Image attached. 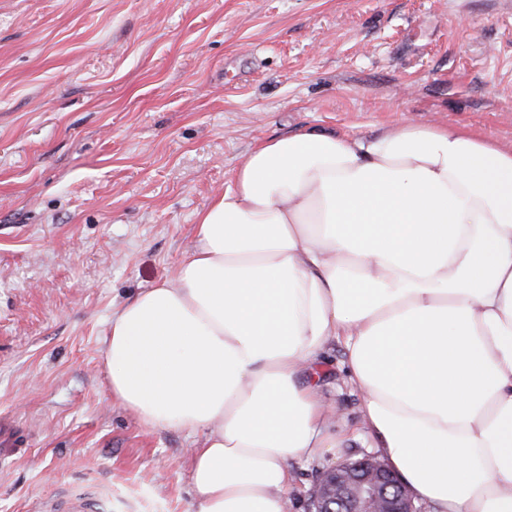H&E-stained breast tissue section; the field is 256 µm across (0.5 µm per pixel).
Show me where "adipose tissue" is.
Segmentation results:
<instances>
[{"instance_id":"ef3b65f1","label":"adipose tissue","mask_w":512,"mask_h":512,"mask_svg":"<svg viewBox=\"0 0 512 512\" xmlns=\"http://www.w3.org/2000/svg\"><path fill=\"white\" fill-rule=\"evenodd\" d=\"M334 341L414 502L512 512V146L409 122L268 140L103 359L141 423L203 435L197 512H284L291 462L346 440L304 372Z\"/></svg>"}]
</instances>
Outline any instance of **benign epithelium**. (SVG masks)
Wrapping results in <instances>:
<instances>
[{
  "instance_id": "benign-epithelium-1",
  "label": "benign epithelium",
  "mask_w": 512,
  "mask_h": 512,
  "mask_svg": "<svg viewBox=\"0 0 512 512\" xmlns=\"http://www.w3.org/2000/svg\"><path fill=\"white\" fill-rule=\"evenodd\" d=\"M309 496L310 512H417L412 497L376 455L320 472Z\"/></svg>"
}]
</instances>
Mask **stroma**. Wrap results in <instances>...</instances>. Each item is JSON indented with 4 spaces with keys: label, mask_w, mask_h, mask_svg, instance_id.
I'll return each instance as SVG.
<instances>
[{
    "label": "stroma",
    "mask_w": 512,
    "mask_h": 512,
    "mask_svg": "<svg viewBox=\"0 0 512 512\" xmlns=\"http://www.w3.org/2000/svg\"><path fill=\"white\" fill-rule=\"evenodd\" d=\"M403 121L512 145V0H0V512H196L202 438L113 398V314L264 141ZM315 371L359 428L342 345ZM367 450L293 463L292 512ZM49 506L44 512H93L96 510L92 502L80 496L51 500Z\"/></svg>",
    "instance_id": "obj_1"
}]
</instances>
